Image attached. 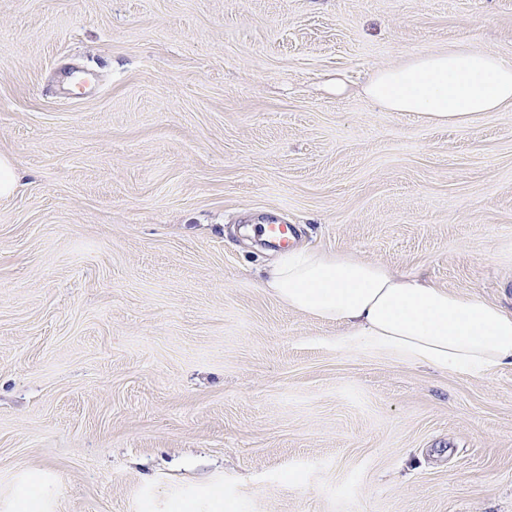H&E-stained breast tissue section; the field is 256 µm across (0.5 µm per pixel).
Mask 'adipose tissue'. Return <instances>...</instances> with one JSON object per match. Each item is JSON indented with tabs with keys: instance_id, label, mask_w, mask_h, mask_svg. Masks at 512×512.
<instances>
[{
	"instance_id": "1",
	"label": "adipose tissue",
	"mask_w": 512,
	"mask_h": 512,
	"mask_svg": "<svg viewBox=\"0 0 512 512\" xmlns=\"http://www.w3.org/2000/svg\"><path fill=\"white\" fill-rule=\"evenodd\" d=\"M364 92L384 111L463 125L512 106V63L483 48L451 46L378 72ZM265 286L289 308L419 365L473 376L512 366V310L421 274L296 247L270 265Z\"/></svg>"
}]
</instances>
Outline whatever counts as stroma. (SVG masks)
<instances>
[{
    "mask_svg": "<svg viewBox=\"0 0 512 512\" xmlns=\"http://www.w3.org/2000/svg\"><path fill=\"white\" fill-rule=\"evenodd\" d=\"M467 44L512 0H0V512H512V366L346 342L252 234L512 310V107L363 93ZM18 177L13 161L6 155H0V198L12 196ZM293 224H258L256 232L268 245L273 247H287L290 237L295 233Z\"/></svg>",
    "mask_w": 512,
    "mask_h": 512,
    "instance_id": "35a3bbf8",
    "label": "stroma"
}]
</instances>
